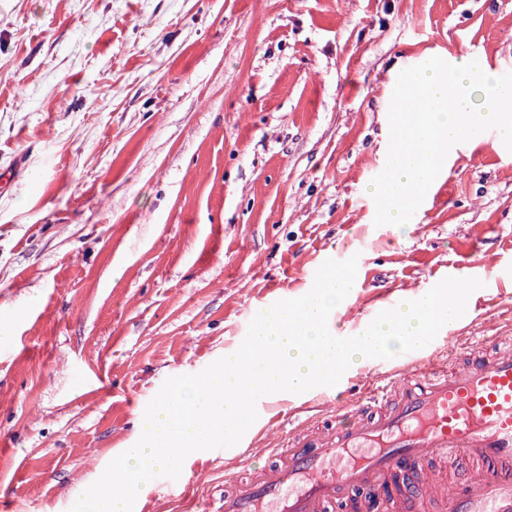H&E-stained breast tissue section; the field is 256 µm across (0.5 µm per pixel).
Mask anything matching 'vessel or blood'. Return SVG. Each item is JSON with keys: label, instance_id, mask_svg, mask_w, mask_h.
Segmentation results:
<instances>
[{"label": "vessel or blood", "instance_id": "1", "mask_svg": "<svg viewBox=\"0 0 512 512\" xmlns=\"http://www.w3.org/2000/svg\"><path fill=\"white\" fill-rule=\"evenodd\" d=\"M395 361L352 403L276 434L262 467L226 469L224 512H382L369 492L396 473L409 480L391 512H512V338Z\"/></svg>", "mask_w": 512, "mask_h": 512}]
</instances>
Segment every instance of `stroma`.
Listing matches in <instances>:
<instances>
[{
	"label": "stroma",
	"mask_w": 512,
	"mask_h": 512,
	"mask_svg": "<svg viewBox=\"0 0 512 512\" xmlns=\"http://www.w3.org/2000/svg\"><path fill=\"white\" fill-rule=\"evenodd\" d=\"M512 72V0H0V512H70L165 379L357 257L354 335L476 262L435 351L512 334V153L458 145L401 230L375 226L394 69ZM263 426L188 456L142 512H215Z\"/></svg>",
	"instance_id": "35a3bbf8"
}]
</instances>
